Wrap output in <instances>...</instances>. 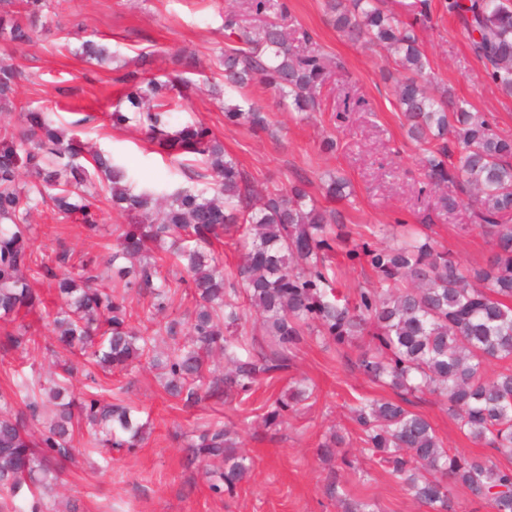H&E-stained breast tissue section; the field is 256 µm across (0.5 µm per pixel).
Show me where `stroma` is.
Returning a JSON list of instances; mask_svg holds the SVG:
<instances>
[{"mask_svg": "<svg viewBox=\"0 0 512 512\" xmlns=\"http://www.w3.org/2000/svg\"><path fill=\"white\" fill-rule=\"evenodd\" d=\"M288 11L280 22L288 30L303 28L313 45L338 62L324 91L321 111L305 114L279 103L263 86H253L249 98L262 105L269 132L254 134L248 126L224 121V99L210 94L223 83L219 56L227 45L224 16L233 11L241 25L254 26L244 0H52V13L38 28L33 42L13 56L24 73L17 106L50 113L59 125L74 130L81 140L111 152L126 165L139 185L174 189L190 183L192 164L181 165L156 154L136 126L113 128L106 114L121 94L112 82L114 68L90 66L77 55L82 41L100 40L116 55L118 64L144 61L147 76L159 77L173 67L180 51L195 54L200 68L188 108L175 112L178 123L201 121L224 142L255 186L266 187L298 178L307 179L313 195L329 177L345 178L351 195L331 201L349 238L336 248L332 266L339 288L348 294L377 287L365 262H352L346 253L361 240L375 238L379 246L393 245L392 235L371 236L378 225L397 223L425 227L463 265L484 263L491 247L472 226L467 206L448 207L440 194L421 191L422 148L412 142L394 97V65L378 47L347 42L329 25L323 0H286ZM432 24L418 29L430 63V88H448L474 111L485 113L497 132L512 136V97L499 92L485 78V63L470 50L467 32L445 8V0H431ZM91 122H84V115ZM336 141L335 150L324 146ZM95 203L96 232L59 218L49 206L34 213L31 244L38 257L68 250L73 261L96 257L103 278H111L107 264L111 247L126 219L105 199L103 183L88 184ZM43 303L20 315L28 335L38 346L26 351L0 348V392L12 395L13 411L23 410L17 383L48 378L56 367L47 351L55 339L47 314L57 294L48 280L33 282ZM357 348L336 349L310 342L288 370L262 380L246 400H204L186 406L168 397L158 370L138 366L125 373L100 377L99 392L109 402L138 410L149 428L134 450L99 453L78 437L79 451L66 469L60 512H341L330 485L352 499H368L379 512H427L403 484L362 451L359 432L350 417L356 398H388L391 390L364 378L355 368ZM309 379L312 399L283 422L267 425L263 416L284 394L290 381ZM413 411L432 423L446 448L470 456L494 457L492 449L473 443L449 417L443 402L427 395L415 401ZM235 427L241 449L254 462L250 479L234 495L210 490L203 467L190 461L186 444L196 429L208 425ZM344 435L355 469L339 460L326 461L320 445L330 432Z\"/></svg>", "mask_w": 512, "mask_h": 512, "instance_id": "stroma-1", "label": "stroma"}]
</instances>
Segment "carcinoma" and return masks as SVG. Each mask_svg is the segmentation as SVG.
<instances>
[{
    "label": "carcinoma",
    "instance_id": "obj_1",
    "mask_svg": "<svg viewBox=\"0 0 512 512\" xmlns=\"http://www.w3.org/2000/svg\"><path fill=\"white\" fill-rule=\"evenodd\" d=\"M330 24L354 44L387 50L402 72L396 103L408 135L427 146L424 188L455 194L474 192L476 227L493 246L485 266H463L428 234L412 230L394 246L365 242L362 253L379 279L378 288H361L351 301L331 288L336 275L327 264L339 236L336 221L310 195L302 179L256 191L224 151V143L203 122L174 126L173 108L181 106L190 80L177 73L165 81L126 73L130 83L108 118L114 127L129 123L144 130L169 154H192L202 165L197 185L158 192L133 185L127 168L110 154L86 152L78 138L54 125L49 113L21 111V128H0V320L16 321L41 300L30 284L49 276L61 298L52 314L53 333L63 349L86 357L103 371H126L147 364L161 371L162 387L173 398L196 404L235 394L248 397L261 377L288 368L307 339L336 343L337 349L363 341L355 366L369 381L389 388L390 399L361 398L351 407L362 449L399 479L412 497L431 512H451L450 490L467 489L492 512H512V466L486 457L451 454L431 422L409 409L424 394L441 397L459 430L478 445L512 457V138L492 121L448 91L435 96L426 88L428 57L412 23L384 9L383 0H325ZM51 0H18V9L0 11V112L14 107L22 73L10 63L14 49L33 41L38 17ZM257 15L278 14L285 0H250ZM470 36V49L490 68L487 81L512 96V0H448ZM224 29L239 45L224 49V119L269 130L263 109L240 104L232 93L259 82L300 112L321 111L330 67L306 31L290 37L275 20L249 29L236 14L224 16ZM88 63L114 58L93 40L81 45ZM462 148L459 164L450 145ZM97 177L107 182L108 201L129 219L108 264L112 287L97 284L96 262L83 260L70 274L71 256L56 253L55 266L35 256L28 244L30 216L42 205L96 230L93 203L85 187ZM239 235L241 262L226 275L216 263L213 242ZM165 247L185 276L170 280L151 259V246ZM189 288L194 301L187 332L181 322H162L172 289ZM145 289L152 297L153 333L127 322L125 292ZM259 313L270 350L233 331L247 307ZM173 341L158 350L155 336ZM37 343L24 326L5 331L0 345L14 349ZM491 365L498 366L487 374ZM312 390L293 386L274 400L269 424L308 400ZM49 401L55 412L49 427L35 434L26 415L7 412L9 396L0 393V509L50 512L47 500L64 485L65 463L76 453L75 427L82 423L103 447H135L144 440L145 423L129 407L90 396L80 402L68 394L66 380H51ZM345 438L334 434L322 443L324 455H340ZM238 442L224 427L206 428L187 444L191 459L209 474V488L231 494L252 468L237 453Z\"/></svg>",
    "mask_w": 512,
    "mask_h": 512
}]
</instances>
